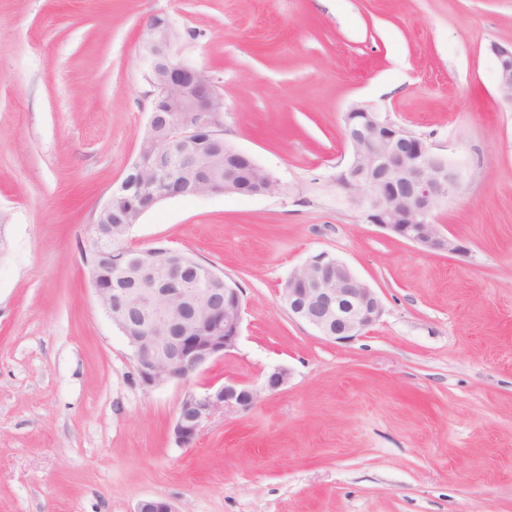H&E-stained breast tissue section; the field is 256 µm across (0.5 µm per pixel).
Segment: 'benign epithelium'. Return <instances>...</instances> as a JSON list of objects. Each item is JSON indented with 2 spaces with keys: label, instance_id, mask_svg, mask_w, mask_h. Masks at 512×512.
Instances as JSON below:
<instances>
[{
  "label": "benign epithelium",
  "instance_id": "7a95c632",
  "mask_svg": "<svg viewBox=\"0 0 512 512\" xmlns=\"http://www.w3.org/2000/svg\"><path fill=\"white\" fill-rule=\"evenodd\" d=\"M142 43V60L156 90L145 135L165 132L158 155L155 181L183 175L195 160L196 147L212 139H223L220 117L224 98L215 84L189 62H175L171 48L178 33L166 16L148 20ZM498 90L512 102V44H494ZM344 139L352 157L337 178L363 207L365 220L414 244L423 252L461 251L432 223L435 205L453 196L459 174L448 165V157L430 151L425 142L381 118L373 110L356 106L345 114ZM143 157H137L117 187L136 189L142 201L126 217L127 229L151 206L163 200L141 175ZM276 181L251 157L230 145L224 147V180L210 182L200 194L251 196L271 194ZM111 201L96 212L91 250L100 259L114 262L120 278L139 280L150 287H95L99 306L125 337L141 383L154 387L186 382L202 366L233 350L241 335L242 299L236 283L212 265L200 263L174 248H135L112 251ZM196 281L187 283L188 274ZM288 311L321 335L348 340L372 326L383 312L378 293L343 261L326 253L309 258L288 277L281 289ZM129 308L143 309V323L133 328L127 320ZM288 369L277 367L265 375L264 388L276 391L288 383ZM258 391L237 381L210 384L204 391L186 389L172 428L175 443L191 447L203 427L216 413L246 411L257 400ZM136 512H176L164 499L146 498Z\"/></svg>",
  "mask_w": 512,
  "mask_h": 512
}]
</instances>
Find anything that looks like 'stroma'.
Listing matches in <instances>:
<instances>
[{
    "label": "stroma",
    "mask_w": 512,
    "mask_h": 512,
    "mask_svg": "<svg viewBox=\"0 0 512 512\" xmlns=\"http://www.w3.org/2000/svg\"><path fill=\"white\" fill-rule=\"evenodd\" d=\"M155 14L223 94L225 141L277 182L165 200L126 241L242 290L236 348L192 385L259 397L190 448L170 435L183 385L140 382L86 260L151 113ZM509 42L512 0H0V512H512V102L491 51ZM357 104L459 170L432 220L460 252L367 223L337 184ZM322 252L384 305L345 341L280 297ZM276 367L287 385L263 390Z\"/></svg>",
    "instance_id": "1"
}]
</instances>
